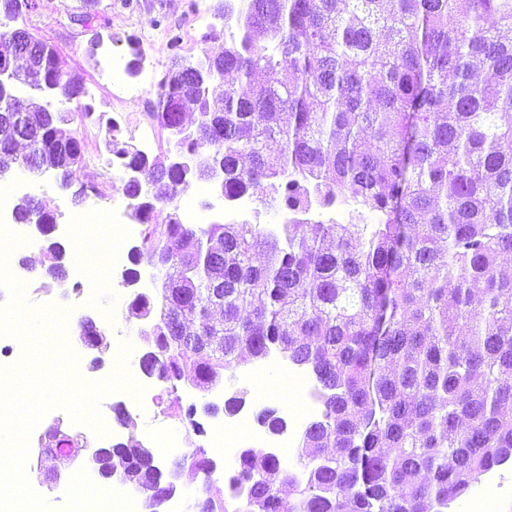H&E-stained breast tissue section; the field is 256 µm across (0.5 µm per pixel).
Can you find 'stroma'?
I'll list each match as a JSON object with an SVG mask.
<instances>
[{"instance_id":"stroma-1","label":"stroma","mask_w":512,"mask_h":512,"mask_svg":"<svg viewBox=\"0 0 512 512\" xmlns=\"http://www.w3.org/2000/svg\"><path fill=\"white\" fill-rule=\"evenodd\" d=\"M78 0H39V8L28 18V26L39 37L55 45L59 52V59L65 70L79 76L85 87L95 88L94 99H91L92 117L79 120L75 113V104L59 102L55 109L59 112L73 114L72 127L82 142L84 162L75 169L74 184H93L104 189L105 196L99 200V209H106L113 200L124 198V184L126 175L119 167H104L103 159L108 152L105 147V121L112 118L119 122L125 139L136 142L135 126L147 122L150 97L138 93L140 78L125 77L123 83L117 84L112 80L111 72L105 71L106 62L112 58L126 59L127 47L124 40L127 36L139 37L141 48L146 56L145 69L156 77H163L169 64L170 53L166 48V39L163 32L152 27L150 18L164 16L166 24L176 26L180 34L182 56L196 59L203 51L211 49L212 41L206 35L215 17L210 16V0H146L144 8H126L121 0H101L99 16L103 23L99 33L103 45L98 49L96 56H89V42L93 36L92 31L76 24L72 16L76 13ZM46 245L44 237H37L34 248L22 251L21 256L28 263L24 271L30 282L28 300L34 305H44L54 301L65 303L71 310V322L68 328L70 344L78 349L82 357L83 376L92 381L109 374L114 353H107L103 357L102 366H94L93 354L84 348L79 336L80 323L83 317H92L97 326L107 333L111 344H119L121 338L134 337L138 334L140 322L128 314V305L135 290L113 289L112 294L117 297V306H109L105 301L99 300L94 304H87L82 299L81 291L76 288L77 282L86 283L97 280L98 274L90 267H77L73 256H66L64 266L66 274L64 279L54 280L44 273V252ZM180 390H188L193 394L192 402L197 408L196 422L203 427V434H194L188 422H178L163 414L161 406H153L150 411L141 412L130 408L126 411L125 421L111 420L110 425L116 433L117 440L125 441L135 438L142 445L155 448V460L162 472H170L179 457H189L196 453L198 448L207 446L208 429L221 424L227 415L221 407L229 396L230 384L219 385L212 392L202 394L194 391L191 377H184L179 385ZM208 404L218 405L216 414L205 413L204 407ZM176 439L181 441L180 454L167 455L158 451L160 440ZM88 452L81 453L75 463L69 468L67 476L55 479L54 462L50 456H42L31 461L29 466L30 483L33 488L45 497L54 512H68L66 496L74 491V475L88 472Z\"/></svg>"}]
</instances>
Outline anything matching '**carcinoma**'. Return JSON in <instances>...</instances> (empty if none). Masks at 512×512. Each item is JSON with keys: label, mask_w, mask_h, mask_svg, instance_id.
Instances as JSON below:
<instances>
[{"label": "carcinoma", "mask_w": 512, "mask_h": 512, "mask_svg": "<svg viewBox=\"0 0 512 512\" xmlns=\"http://www.w3.org/2000/svg\"><path fill=\"white\" fill-rule=\"evenodd\" d=\"M26 7L0 0V59L16 82L80 101V79L58 81L54 47L16 26ZM211 9L238 35L203 52L201 71L166 29L172 56L149 118L168 130L167 150L137 152L116 120L106 126V150L138 174L124 185L141 226L125 280L139 281L147 253L161 283L160 299L137 293L129 303L147 320L145 374L166 383L169 415L198 431L194 406L177 395L185 371L207 393L246 357L276 351L313 374L324 412L299 441L302 474L246 448L229 503L208 496L214 464L203 448L177 466L200 479L204 512H448L512 464V278L500 270L512 255V0H212ZM127 45L131 76L145 57L138 38ZM229 72L239 84L224 83ZM18 99L0 97V168L50 166L71 182L80 140L46 109L5 113ZM199 182L296 219L185 224L178 202ZM338 201L355 220L309 216ZM15 207L20 223L34 210L39 233L53 232L47 202ZM164 210L166 223H155ZM65 255L48 241L50 277H61ZM257 420L272 434L285 426L274 409ZM86 447L72 436L53 457ZM116 457L120 480L153 512L165 485L155 458L131 439L89 463L110 477Z\"/></svg>", "instance_id": "carcinoma-1"}]
</instances>
